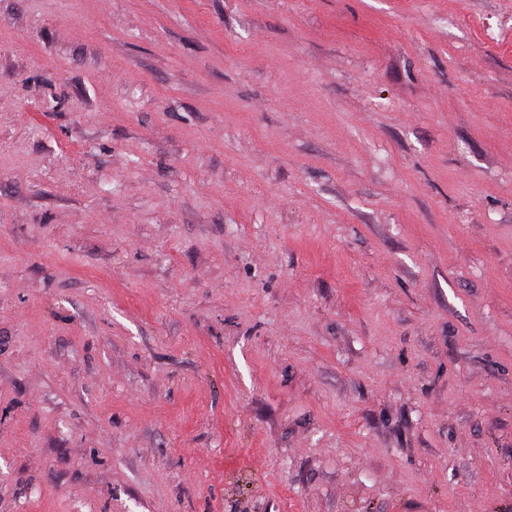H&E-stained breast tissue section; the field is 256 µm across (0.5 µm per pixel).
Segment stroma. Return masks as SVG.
<instances>
[{"instance_id": "obj_1", "label": "stroma", "mask_w": 512, "mask_h": 512, "mask_svg": "<svg viewBox=\"0 0 512 512\" xmlns=\"http://www.w3.org/2000/svg\"><path fill=\"white\" fill-rule=\"evenodd\" d=\"M0 512H512V0H0Z\"/></svg>"}]
</instances>
